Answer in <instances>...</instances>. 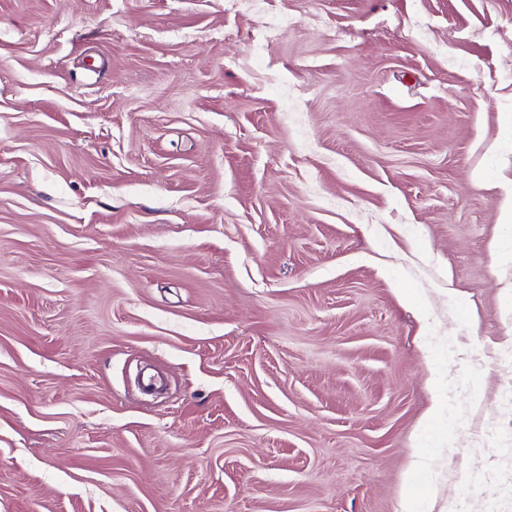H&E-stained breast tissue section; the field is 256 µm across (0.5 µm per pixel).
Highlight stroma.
<instances>
[{
  "instance_id": "stroma-1",
  "label": "stroma",
  "mask_w": 512,
  "mask_h": 512,
  "mask_svg": "<svg viewBox=\"0 0 512 512\" xmlns=\"http://www.w3.org/2000/svg\"><path fill=\"white\" fill-rule=\"evenodd\" d=\"M511 193L512 0H0V512H512Z\"/></svg>"
}]
</instances>
